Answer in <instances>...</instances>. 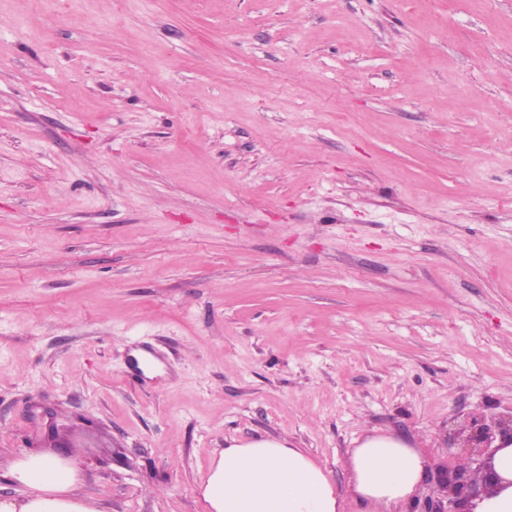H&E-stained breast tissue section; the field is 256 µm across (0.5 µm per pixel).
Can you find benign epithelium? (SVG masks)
I'll list each match as a JSON object with an SVG mask.
<instances>
[{
    "label": "benign epithelium",
    "mask_w": 512,
    "mask_h": 512,
    "mask_svg": "<svg viewBox=\"0 0 512 512\" xmlns=\"http://www.w3.org/2000/svg\"><path fill=\"white\" fill-rule=\"evenodd\" d=\"M460 447L472 448L481 457L469 465L444 467L436 470L433 496L420 512H469L466 503L496 486L499 476L489 461V448L496 439L512 442V415L490 425L482 418L470 419L455 432Z\"/></svg>",
    "instance_id": "7a95c632"
}]
</instances>
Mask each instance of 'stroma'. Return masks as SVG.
Masks as SVG:
<instances>
[{"label": "stroma", "mask_w": 512, "mask_h": 512, "mask_svg": "<svg viewBox=\"0 0 512 512\" xmlns=\"http://www.w3.org/2000/svg\"><path fill=\"white\" fill-rule=\"evenodd\" d=\"M510 414L512 0H0V498ZM7 476L26 493L20 499H0V512H100L79 493L77 470L55 456L29 452L13 463Z\"/></svg>", "instance_id": "obj_1"}]
</instances>
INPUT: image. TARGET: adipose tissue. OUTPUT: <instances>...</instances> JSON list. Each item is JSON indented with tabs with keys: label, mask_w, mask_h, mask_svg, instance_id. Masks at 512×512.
<instances>
[{
	"label": "adipose tissue",
	"mask_w": 512,
	"mask_h": 512,
	"mask_svg": "<svg viewBox=\"0 0 512 512\" xmlns=\"http://www.w3.org/2000/svg\"><path fill=\"white\" fill-rule=\"evenodd\" d=\"M500 484L474 501L472 512H512V444L493 449ZM349 490L362 512H409L425 479L420 449L386 434H370L349 453ZM9 478L25 488L0 499V512H98L80 494L68 462L39 451L17 459ZM205 512H342L343 498L327 469L278 438L230 443L199 486Z\"/></svg>",
	"instance_id": "adipose-tissue-1"
}]
</instances>
